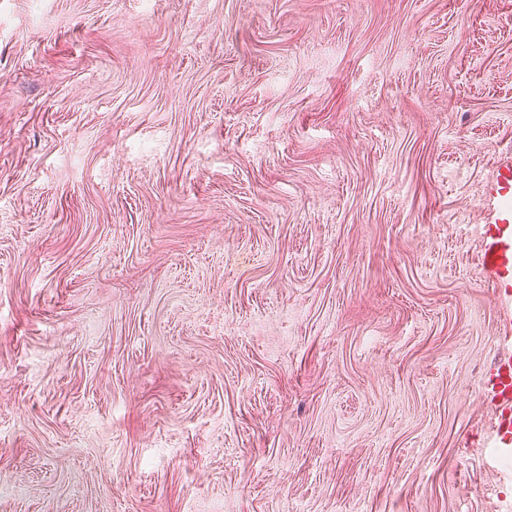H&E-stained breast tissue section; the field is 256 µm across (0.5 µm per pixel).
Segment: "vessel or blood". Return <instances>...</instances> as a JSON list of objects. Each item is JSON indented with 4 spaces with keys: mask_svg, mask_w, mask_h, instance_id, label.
Returning a JSON list of instances; mask_svg holds the SVG:
<instances>
[{
    "mask_svg": "<svg viewBox=\"0 0 512 512\" xmlns=\"http://www.w3.org/2000/svg\"><path fill=\"white\" fill-rule=\"evenodd\" d=\"M499 217L483 225L480 262L484 274L498 288V300L512 321V165L497 174ZM486 383L499 408L495 426L500 454L512 455V354L501 355L489 370Z\"/></svg>",
    "mask_w": 512,
    "mask_h": 512,
    "instance_id": "vessel-or-blood-1",
    "label": "vessel or blood"
}]
</instances>
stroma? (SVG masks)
<instances>
[{
    "instance_id": "1",
    "label": "stroma",
    "mask_w": 512,
    "mask_h": 512,
    "mask_svg": "<svg viewBox=\"0 0 512 512\" xmlns=\"http://www.w3.org/2000/svg\"><path fill=\"white\" fill-rule=\"evenodd\" d=\"M508 163L512 0H0V512H512ZM499 218L481 229L480 262L484 274L499 288L498 300L512 321V165L497 174ZM493 400L499 408L495 425L496 447L501 455H512V354H502L486 376Z\"/></svg>"
}]
</instances>
